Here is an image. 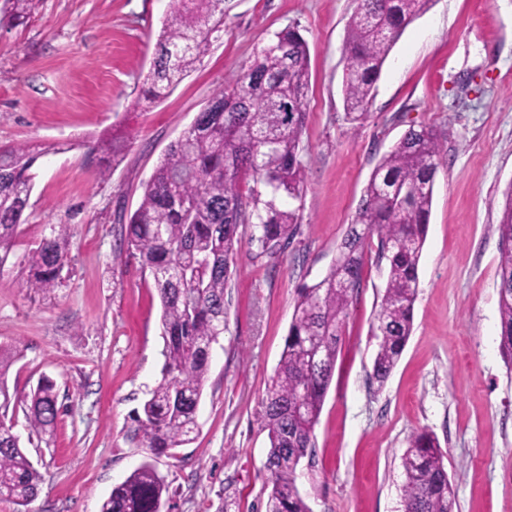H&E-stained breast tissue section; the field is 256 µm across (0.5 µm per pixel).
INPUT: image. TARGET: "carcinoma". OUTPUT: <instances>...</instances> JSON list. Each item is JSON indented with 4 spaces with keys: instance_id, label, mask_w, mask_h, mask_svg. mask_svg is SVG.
<instances>
[{
    "instance_id": "cac0c4a2",
    "label": "carcinoma",
    "mask_w": 512,
    "mask_h": 512,
    "mask_svg": "<svg viewBox=\"0 0 512 512\" xmlns=\"http://www.w3.org/2000/svg\"><path fill=\"white\" fill-rule=\"evenodd\" d=\"M8 19L24 23L36 0H9ZM345 43V115L359 127L390 51L404 29L433 0H356ZM225 0H170L156 44L150 100L165 98L224 34ZM309 55L298 30L273 33L254 59L199 112L182 139L168 148L140 203L124 225L129 254L149 273L161 303L164 363L161 378L131 414L132 439L155 455L195 439L197 407L208 377L211 345L224 334V290L242 245L243 224L257 222L261 253L284 250L297 233L304 168ZM46 150L0 147V265L11 252L27 207L38 160ZM441 156L437 132L410 129L375 165L355 219L326 274L297 290L292 320L259 420L270 447L264 465L271 484L267 512H311L296 486L297 469L315 447L314 430L329 388L344 326L378 238L388 275L375 317L379 338L373 378L384 383L413 328L418 266L426 240ZM250 174L265 192L243 189ZM495 231L499 237V349L512 364V186ZM70 225L59 224L27 255L23 287L50 293L68 258ZM15 355L0 347V495L25 506L41 476L6 422L22 407L30 436L53 435L58 416L55 382L41 377L30 392H10ZM402 512H454L455 498L438 440L426 431L402 456ZM168 485L145 461L114 486L100 512H160Z\"/></svg>"
}]
</instances>
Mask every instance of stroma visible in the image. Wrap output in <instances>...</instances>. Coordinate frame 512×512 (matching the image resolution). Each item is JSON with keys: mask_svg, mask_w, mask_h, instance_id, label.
<instances>
[{"mask_svg": "<svg viewBox=\"0 0 512 512\" xmlns=\"http://www.w3.org/2000/svg\"><path fill=\"white\" fill-rule=\"evenodd\" d=\"M353 0H226L224 35L165 99H143L168 0H39L26 23L0 24V146H54L16 243L0 265V344L19 359L10 386L56 382L52 443L13 431L42 476L26 512H99L146 458L130 412L161 377V305L122 243L145 182L226 78L278 30L309 49L301 137L300 229L276 257L243 244L225 291L227 325L191 444L154 458L169 485L162 512H266L269 448L258 412L275 375L301 284L320 280L377 161L409 127L438 131V168L419 263L413 332L385 383L373 377L371 324L387 265L370 259L350 308L334 375L298 470L311 512H402V455L432 433L445 454L454 512H512V365L499 351V239L512 186V0H436L403 31L362 126L342 99ZM120 129L127 146L106 178L88 145ZM73 228L58 288L24 289L28 252Z\"/></svg>", "mask_w": 512, "mask_h": 512, "instance_id": "stroma-1", "label": "stroma"}]
</instances>
